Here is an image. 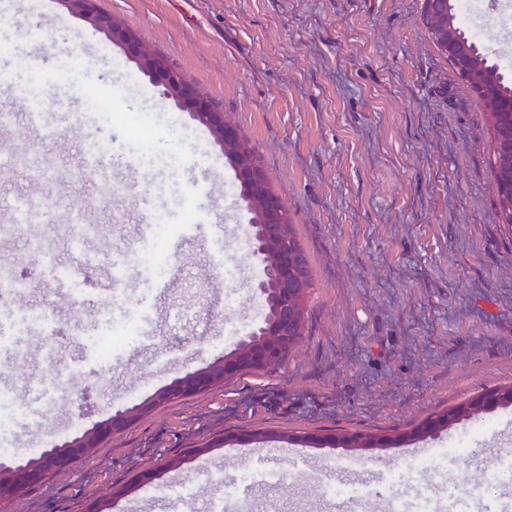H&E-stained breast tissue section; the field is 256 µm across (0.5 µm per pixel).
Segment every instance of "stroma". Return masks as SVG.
<instances>
[{
	"label": "stroma",
	"instance_id": "stroma-1",
	"mask_svg": "<svg viewBox=\"0 0 512 512\" xmlns=\"http://www.w3.org/2000/svg\"><path fill=\"white\" fill-rule=\"evenodd\" d=\"M43 0H0V110L22 111L26 79H50L77 61L70 84L48 91L49 108L72 105L61 135L0 132V153L24 147L22 166L0 167V212L41 197L33 225L46 252L68 267L79 254L58 210L92 199L100 230L88 250L104 262L81 278L99 306L73 322L72 285L44 277L25 237L0 236V266L25 274L20 305L54 310L53 330L32 326L0 353V391L33 411L0 437L19 454L64 441L139 405L184 372L233 350L224 330L248 333L264 312L260 268L241 248L247 225L233 169L212 135L162 95L139 66L83 19ZM461 27L512 81V6L472 0ZM141 42L222 110L255 147L303 248L312 276L303 336L279 367L173 399L52 474L0 512H195L245 488V512H336L329 471L352 484L414 463L401 448H338L312 435H408L428 416L512 383V233L501 223L489 167L485 107L453 73L421 20L422 0H99ZM131 117L155 141L145 155L134 130L101 128L112 156L136 158L127 201L106 178H88L79 134L92 106ZM53 168L54 179L43 178ZM182 230L168 253L170 287L130 265L126 308H145L149 334L112 364L92 358L89 328L112 301L110 264L136 243L151 210ZM236 273L226 283L225 268ZM58 350L54 361L39 343ZM453 444L458 486L512 448V406H493L425 437ZM288 445L275 475L260 450ZM156 473L155 497L136 483ZM250 474L242 486V474Z\"/></svg>",
	"mask_w": 512,
	"mask_h": 512
}]
</instances>
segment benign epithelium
<instances>
[{"mask_svg": "<svg viewBox=\"0 0 512 512\" xmlns=\"http://www.w3.org/2000/svg\"><path fill=\"white\" fill-rule=\"evenodd\" d=\"M69 13L89 22L97 31L117 45L150 80L162 90V94L175 100L178 107L194 119L206 125L221 149L229 150L239 143L238 130L224 121V113L216 110L198 89L184 81L163 58L150 50L121 21L100 11L98 0H58ZM430 10L443 11L448 17V29L439 34L449 63L458 76L492 107H497L494 84L478 75L482 68L480 59L473 53L457 48L459 30L452 0H423ZM235 173L240 184V195L249 198V204L259 214L261 223L254 225L251 251L259 262L261 271L255 282V293L265 301L275 293L273 312L261 320L257 328L236 345V349L203 369L185 372L161 390L151 401L159 404L170 398L207 391L218 383L244 371H255L280 360L288 338L297 326L295 306L298 289L299 261L288 250L283 238V209L279 198L266 189L265 177L260 168L244 158L235 161ZM135 416V408L112 405V415L94 427L82 430L66 440L56 452L50 448L41 451L37 461L28 465L21 461L18 468L0 477V500L14 498L27 488L42 481L49 471H63L71 463L89 454L91 449L112 434L129 425Z\"/></svg>", "mask_w": 512, "mask_h": 512, "instance_id": "1", "label": "benign epithelium"}]
</instances>
